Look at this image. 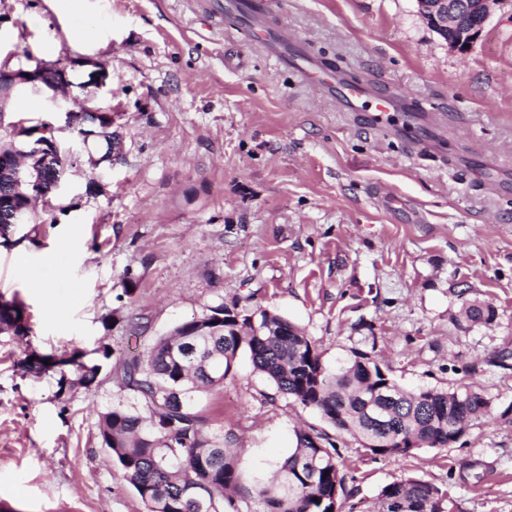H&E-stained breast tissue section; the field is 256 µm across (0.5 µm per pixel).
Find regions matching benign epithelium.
I'll return each mask as SVG.
<instances>
[{"instance_id":"benign-epithelium-1","label":"benign epithelium","mask_w":512,"mask_h":512,"mask_svg":"<svg viewBox=\"0 0 512 512\" xmlns=\"http://www.w3.org/2000/svg\"><path fill=\"white\" fill-rule=\"evenodd\" d=\"M418 11L426 24L437 33L448 48L458 53L468 51L480 39L483 30L490 18L494 5L500 0H416ZM89 66L87 80L80 86H92L102 89L106 86L108 71L104 63L86 58L82 61H71L69 64L46 65L39 63L33 69H10L0 66V118L7 112V101L17 87L40 85L56 89L70 86L68 66ZM106 114L101 110L94 114V118H84L76 112L66 113L67 125L76 126L87 123L89 128L83 131L85 141L98 137L95 124L98 117ZM59 128L48 124L36 131L29 132L26 127L14 124L11 126L10 139L0 143V166L5 167L12 157H23L27 161V169L23 177L16 178L15 192L23 193L27 189L34 193L43 190V174L53 166L60 150L56 138ZM4 220L11 226L18 227L32 222L30 210L24 206H16L3 215Z\"/></svg>"}]
</instances>
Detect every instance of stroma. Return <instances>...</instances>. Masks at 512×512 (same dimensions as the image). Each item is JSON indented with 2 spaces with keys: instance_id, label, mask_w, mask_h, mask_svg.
Masks as SVG:
<instances>
[{
  "instance_id": "obj_1",
  "label": "stroma",
  "mask_w": 512,
  "mask_h": 512,
  "mask_svg": "<svg viewBox=\"0 0 512 512\" xmlns=\"http://www.w3.org/2000/svg\"><path fill=\"white\" fill-rule=\"evenodd\" d=\"M268 18L412 111L381 129L340 112L206 0H0V57L75 61L71 96L118 112L124 144L94 168L65 130L63 196L38 200L37 235L0 246V298L30 327L0 332V512H145L98 437V410L131 399L103 351L141 354L220 304L288 318L328 369L366 352L405 388L473 385L490 401L456 443L373 458L244 349L196 409L247 477L269 478L302 428L335 442L353 512L406 476L446 490L451 512H512V0L464 54L416 0H270ZM86 57L106 64L108 93L81 88ZM53 96L16 89L6 121L63 124ZM471 300L495 321L456 324ZM76 353L102 367L92 386L71 366L26 367Z\"/></svg>"
}]
</instances>
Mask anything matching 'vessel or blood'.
<instances>
[{
  "mask_svg": "<svg viewBox=\"0 0 512 512\" xmlns=\"http://www.w3.org/2000/svg\"><path fill=\"white\" fill-rule=\"evenodd\" d=\"M268 0H211L210 10L215 16H228L245 30L254 32L266 52L284 68L298 73L307 83H321L324 92L335 97L336 105L343 112L369 113L375 126L383 127L395 112L406 109L404 97L393 95L370 98L361 84L326 71L323 62L307 55L296 40L289 37L285 26H267Z\"/></svg>",
  "mask_w": 512,
  "mask_h": 512,
  "instance_id": "b4317fda",
  "label": "vessel or blood"
}]
</instances>
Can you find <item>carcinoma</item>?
Here are the masks:
<instances>
[{"label": "carcinoma", "mask_w": 512, "mask_h": 512, "mask_svg": "<svg viewBox=\"0 0 512 512\" xmlns=\"http://www.w3.org/2000/svg\"><path fill=\"white\" fill-rule=\"evenodd\" d=\"M22 305L0 309V331L20 334ZM243 314L222 305L158 337L140 356L116 358L112 380L133 396L98 413L102 444L112 451L146 512H342L345 475L326 435L298 430L296 447L268 480L244 478L232 448L212 446L194 393L223 383L240 350L278 391L320 412L337 429L361 440L372 456L409 455L443 448L483 417L489 401L475 386L402 388L364 352L328 370L311 337L287 318L262 310ZM462 317L489 325L495 309L468 302ZM78 382L90 385L100 365L71 357ZM376 512H449L447 491L404 477L386 484Z\"/></svg>", "instance_id": "cac0c4a2"}]
</instances>
